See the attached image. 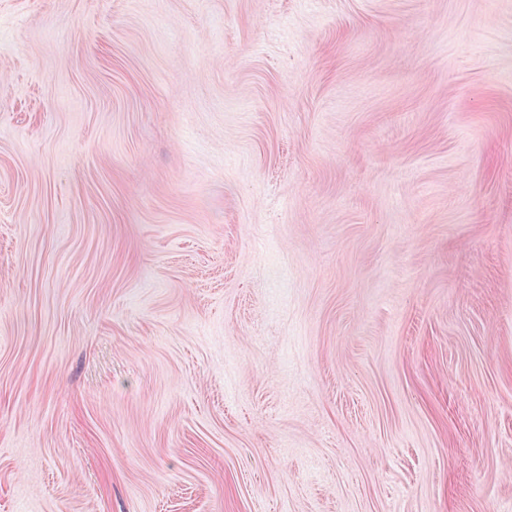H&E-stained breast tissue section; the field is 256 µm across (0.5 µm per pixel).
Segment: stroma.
<instances>
[{
	"instance_id": "1",
	"label": "stroma",
	"mask_w": 512,
	"mask_h": 512,
	"mask_svg": "<svg viewBox=\"0 0 512 512\" xmlns=\"http://www.w3.org/2000/svg\"><path fill=\"white\" fill-rule=\"evenodd\" d=\"M0 512H512V0H0Z\"/></svg>"
}]
</instances>
